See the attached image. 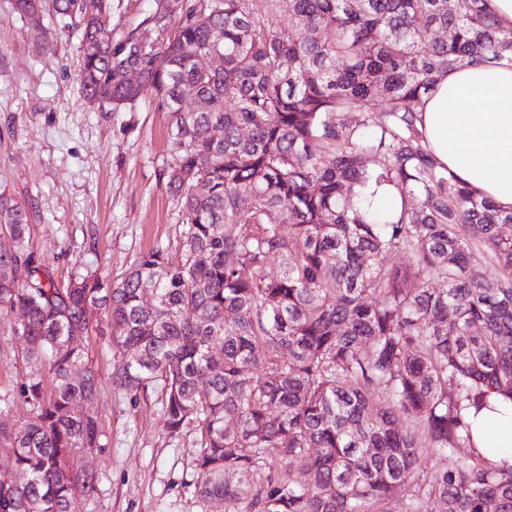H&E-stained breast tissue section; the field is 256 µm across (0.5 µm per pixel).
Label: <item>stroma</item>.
I'll list each match as a JSON object with an SVG mask.
<instances>
[{
  "instance_id": "35a3bbf8",
  "label": "stroma",
  "mask_w": 512,
  "mask_h": 512,
  "mask_svg": "<svg viewBox=\"0 0 512 512\" xmlns=\"http://www.w3.org/2000/svg\"><path fill=\"white\" fill-rule=\"evenodd\" d=\"M80 44L53 11L39 27L0 0V193L29 213L30 243L60 281L98 271L120 278L142 253L183 251V216L161 170L170 158L169 119L152 91L110 111L80 89ZM14 314L0 313V398L11 422L26 419L20 394L34 365L18 357ZM100 386L90 405L107 448L71 467L95 472L94 512H211L199 498L194 430L171 436L156 395L131 401L111 389L112 355L93 340Z\"/></svg>"
}]
</instances>
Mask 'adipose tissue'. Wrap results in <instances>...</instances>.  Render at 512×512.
Returning a JSON list of instances; mask_svg holds the SVG:
<instances>
[{
  "label": "adipose tissue",
  "mask_w": 512,
  "mask_h": 512,
  "mask_svg": "<svg viewBox=\"0 0 512 512\" xmlns=\"http://www.w3.org/2000/svg\"><path fill=\"white\" fill-rule=\"evenodd\" d=\"M420 127L441 166L478 197L512 210V67L477 64L452 70L425 99ZM474 450L512 462V400L468 409Z\"/></svg>",
  "instance_id": "1"
}]
</instances>
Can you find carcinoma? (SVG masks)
<instances>
[{
    "instance_id": "1",
    "label": "carcinoma",
    "mask_w": 512,
    "mask_h": 512,
    "mask_svg": "<svg viewBox=\"0 0 512 512\" xmlns=\"http://www.w3.org/2000/svg\"><path fill=\"white\" fill-rule=\"evenodd\" d=\"M486 2L268 0L261 15L251 0H154L115 38L112 0H54L79 32L87 102L118 110L149 89L167 112L162 175L184 251L174 262L156 247L118 281L88 271L62 285L35 261L28 210L0 193V311L25 314L14 335L43 369L21 383L27 420L0 407V465L23 475L0 484V512H92L95 476L69 459L106 448L97 418L77 411L99 385L93 332L111 341L113 390L154 387L165 430L197 431V493L224 512H382L410 489L406 512L430 500L512 512V465L476 452L415 486L420 459L470 442L464 410L512 398V239L499 232L512 212L471 195L418 127L439 76L512 66V29ZM14 10L41 22V0ZM141 30L152 46L135 54ZM216 48L218 65L200 70ZM188 92L203 110L181 109ZM382 185L400 208L375 204L369 188ZM487 254L501 270L492 284ZM18 262L22 283L5 274ZM278 464L309 481L281 480Z\"/></svg>"
}]
</instances>
